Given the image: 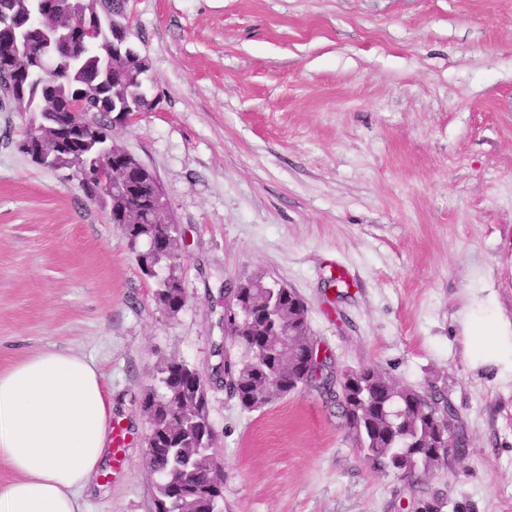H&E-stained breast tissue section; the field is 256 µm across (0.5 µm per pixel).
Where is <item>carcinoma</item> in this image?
<instances>
[{
	"label": "carcinoma",
	"instance_id": "1",
	"mask_svg": "<svg viewBox=\"0 0 512 512\" xmlns=\"http://www.w3.org/2000/svg\"><path fill=\"white\" fill-rule=\"evenodd\" d=\"M127 11L128 0H0V16L10 23L0 29V43L28 49L12 62L0 55V72L21 68L18 91L11 92L7 83L0 81V94L14 104V110L29 113L27 128L41 135L47 156L40 165L69 169L91 161L103 166L112 156L111 128L120 121L112 114L126 111L130 101L145 112L154 109L155 102L142 90L146 72L141 70V58L134 53L114 54L112 37L125 31ZM36 15L40 16V28L32 30L28 21ZM74 101L87 105V141L75 144L74 152L69 153L58 148L55 128L60 113ZM124 182V172L115 171L112 189L101 191L98 184L88 183L83 190L89 199L108 209L112 223L126 225L130 242L138 246L156 235L162 215L156 203L142 205L136 197L126 200L119 195ZM137 264L150 278L156 273L149 269L166 270L157 282L155 300L162 307L178 303L182 289L172 287L181 280L176 258L144 255ZM295 298L292 289L271 287L262 275L236 285L225 326L238 333L235 341L244 349V357L225 368L232 375L239 403L247 410L285 396L290 382H317L327 395L335 396L332 376L323 373L330 359L305 377L300 374L299 357L278 343V334L287 327L295 333L294 347L301 350L312 342V337L303 335L308 311L296 305ZM173 365L171 361L160 369V389H150L144 399L152 402L153 408L149 467L160 475L154 493L155 512H217L207 493L206 471L220 464L216 445L202 442L196 413L183 415L170 427L165 408L157 404L170 400L181 409L189 405L190 399L180 391L184 380L172 371ZM377 390L364 397L367 415L378 413L371 430L359 428L355 412L337 403L365 459L378 465L398 458L407 463L410 473H425L435 467L436 400L390 379L379 381Z\"/></svg>",
	"mask_w": 512,
	"mask_h": 512
}]
</instances>
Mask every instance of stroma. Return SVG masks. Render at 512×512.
<instances>
[{"instance_id":"stroma-1","label":"stroma","mask_w":512,"mask_h":512,"mask_svg":"<svg viewBox=\"0 0 512 512\" xmlns=\"http://www.w3.org/2000/svg\"><path fill=\"white\" fill-rule=\"evenodd\" d=\"M129 21L156 106L112 136L179 226L180 312L77 178L19 150L27 113L0 109V369L83 355L135 435L85 512H154L142 402L172 360L210 382L221 512H512V376L464 336L482 305L512 322V0H130ZM257 273L304 299L334 370L447 398L465 452L413 484L315 387L244 410L224 291Z\"/></svg>"}]
</instances>
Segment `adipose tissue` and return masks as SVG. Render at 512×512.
<instances>
[{
	"mask_svg": "<svg viewBox=\"0 0 512 512\" xmlns=\"http://www.w3.org/2000/svg\"><path fill=\"white\" fill-rule=\"evenodd\" d=\"M469 348L483 362L512 358V325L465 316ZM112 398L82 356L40 351L0 371V460L14 473L0 512H84L82 495L111 452Z\"/></svg>",
	"mask_w": 512,
	"mask_h": 512,
	"instance_id": "1",
	"label": "adipose tissue"
}]
</instances>
